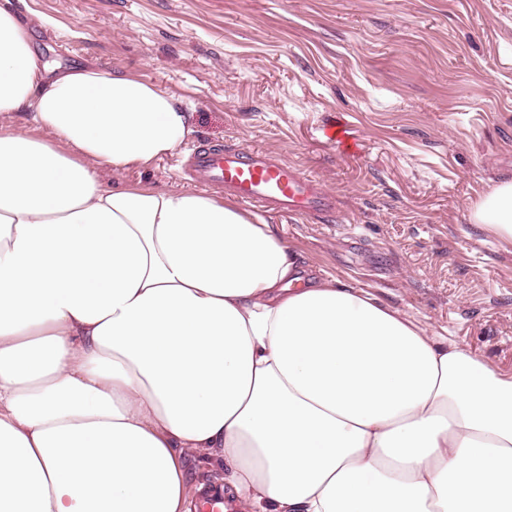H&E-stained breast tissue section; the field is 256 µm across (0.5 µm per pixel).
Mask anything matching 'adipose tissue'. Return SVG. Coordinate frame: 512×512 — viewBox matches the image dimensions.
I'll return each mask as SVG.
<instances>
[{
  "instance_id": "1",
  "label": "adipose tissue",
  "mask_w": 512,
  "mask_h": 512,
  "mask_svg": "<svg viewBox=\"0 0 512 512\" xmlns=\"http://www.w3.org/2000/svg\"><path fill=\"white\" fill-rule=\"evenodd\" d=\"M0 512H190L192 451L241 512H512V374L374 293L304 279L227 198L120 175L184 96L58 69L0 0ZM474 223L512 241V180Z\"/></svg>"
}]
</instances>
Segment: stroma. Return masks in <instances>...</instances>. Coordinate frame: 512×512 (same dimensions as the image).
<instances>
[{
	"label": "stroma",
	"instance_id": "35a3bbf8",
	"mask_svg": "<svg viewBox=\"0 0 512 512\" xmlns=\"http://www.w3.org/2000/svg\"><path fill=\"white\" fill-rule=\"evenodd\" d=\"M36 50L185 94L193 145L317 175L341 220L267 223L303 270L365 288L512 373V243L471 206L512 178V0H15ZM344 114L345 154L326 134ZM116 184L192 188L178 157Z\"/></svg>",
	"mask_w": 512,
	"mask_h": 512
}]
</instances>
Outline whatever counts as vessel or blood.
<instances>
[{
	"mask_svg": "<svg viewBox=\"0 0 512 512\" xmlns=\"http://www.w3.org/2000/svg\"><path fill=\"white\" fill-rule=\"evenodd\" d=\"M188 159L184 172L192 182L223 189L241 203L324 224L335 220L334 198L321 182L271 152L200 145ZM233 509L223 492L210 488L196 502V512Z\"/></svg>",
	"mask_w": 512,
	"mask_h": 512,
	"instance_id": "1",
	"label": "vessel or blood"
}]
</instances>
